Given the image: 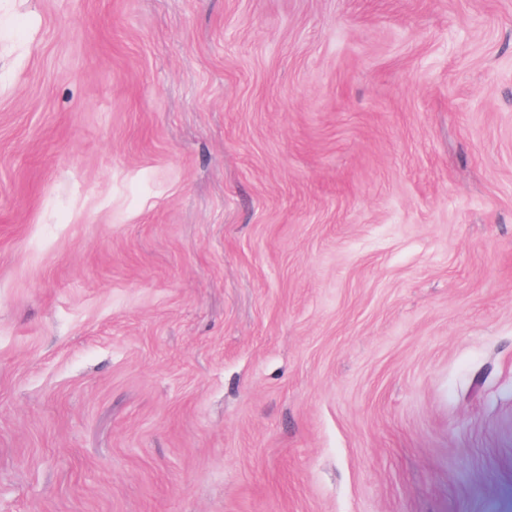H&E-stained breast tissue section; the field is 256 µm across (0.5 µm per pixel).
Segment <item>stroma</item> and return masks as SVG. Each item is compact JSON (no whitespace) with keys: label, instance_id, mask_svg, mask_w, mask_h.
<instances>
[{"label":"stroma","instance_id":"35a3bbf8","mask_svg":"<svg viewBox=\"0 0 512 512\" xmlns=\"http://www.w3.org/2000/svg\"><path fill=\"white\" fill-rule=\"evenodd\" d=\"M0 512H512V0H0Z\"/></svg>","mask_w":512,"mask_h":512}]
</instances>
